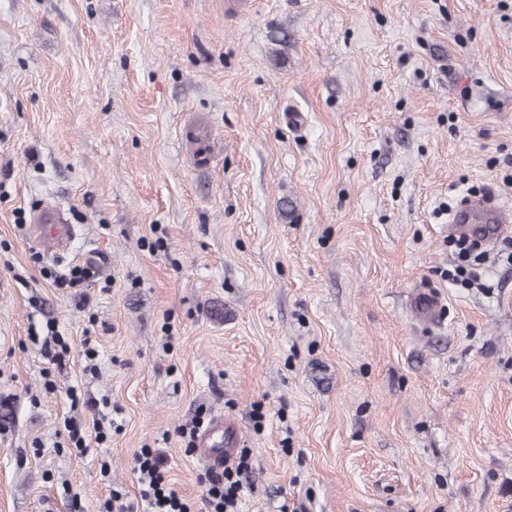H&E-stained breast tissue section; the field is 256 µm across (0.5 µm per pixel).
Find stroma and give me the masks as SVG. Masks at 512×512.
I'll return each mask as SVG.
<instances>
[{"label": "stroma", "mask_w": 512, "mask_h": 512, "mask_svg": "<svg viewBox=\"0 0 512 512\" xmlns=\"http://www.w3.org/2000/svg\"><path fill=\"white\" fill-rule=\"evenodd\" d=\"M473 192L512 199V0H0V512L137 503L144 448L198 501L178 430L218 417L241 512H512V231L448 278ZM184 138L196 149L197 156L195 161L199 162L200 166H207L210 159L209 153L212 138L209 128L206 126H193L185 132ZM34 224H38V230L45 234L49 244L63 245L71 234L67 215L60 206L54 204L45 205L33 217Z\"/></svg>", "instance_id": "1"}]
</instances>
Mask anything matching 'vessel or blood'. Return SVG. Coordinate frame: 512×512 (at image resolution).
<instances>
[{"mask_svg":"<svg viewBox=\"0 0 512 512\" xmlns=\"http://www.w3.org/2000/svg\"><path fill=\"white\" fill-rule=\"evenodd\" d=\"M184 137L195 147L197 162L203 166L207 165L212 138L208 127H191L185 132ZM33 221L52 244H63L71 233L64 209L54 204L45 205L40 209L34 215ZM511 223L512 203L490 195L470 196L461 200L451 214L448 231L485 245Z\"/></svg>","mask_w":512,"mask_h":512,"instance_id":"1","label":"vessel or blood"}]
</instances>
